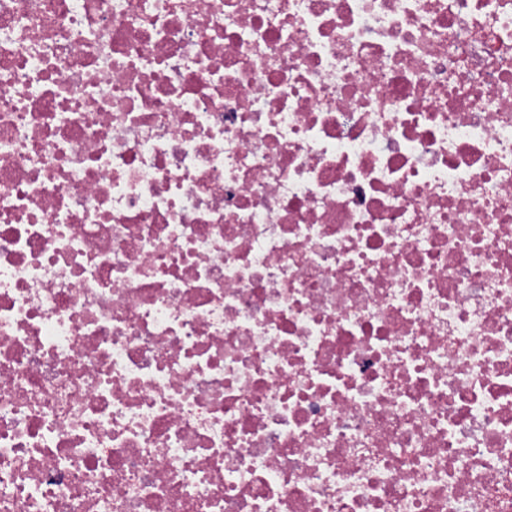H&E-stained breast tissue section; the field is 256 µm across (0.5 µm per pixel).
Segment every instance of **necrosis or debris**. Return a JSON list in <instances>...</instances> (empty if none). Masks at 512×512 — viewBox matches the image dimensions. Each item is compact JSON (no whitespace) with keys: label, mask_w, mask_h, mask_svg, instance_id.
<instances>
[{"label":"necrosis or debris","mask_w":512,"mask_h":512,"mask_svg":"<svg viewBox=\"0 0 512 512\" xmlns=\"http://www.w3.org/2000/svg\"><path fill=\"white\" fill-rule=\"evenodd\" d=\"M0 512H512V0H0Z\"/></svg>","instance_id":"1"}]
</instances>
